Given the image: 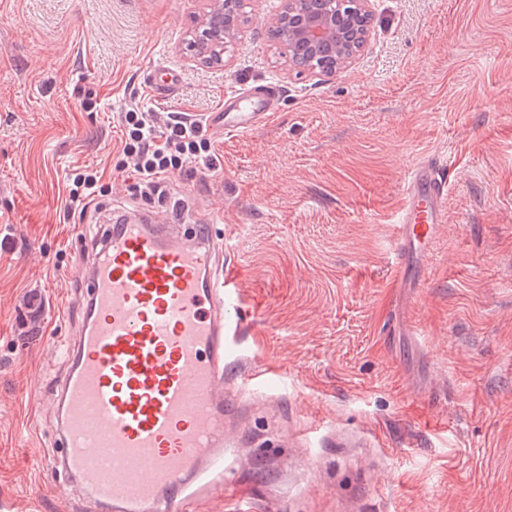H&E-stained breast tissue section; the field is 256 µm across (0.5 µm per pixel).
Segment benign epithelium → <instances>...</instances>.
Masks as SVG:
<instances>
[{"instance_id":"obj_1","label":"benign epithelium","mask_w":512,"mask_h":512,"mask_svg":"<svg viewBox=\"0 0 512 512\" xmlns=\"http://www.w3.org/2000/svg\"><path fill=\"white\" fill-rule=\"evenodd\" d=\"M372 17L370 0H322L314 11L304 9V0H281L269 29L279 33L276 42L289 68L334 76L365 47ZM242 23L235 0H207L192 33L197 59L222 63L224 45L242 38Z\"/></svg>"}]
</instances>
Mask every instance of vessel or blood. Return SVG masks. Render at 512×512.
I'll return each instance as SVG.
<instances>
[{
  "instance_id": "obj_1",
  "label": "vessel or blood",
  "mask_w": 512,
  "mask_h": 512,
  "mask_svg": "<svg viewBox=\"0 0 512 512\" xmlns=\"http://www.w3.org/2000/svg\"><path fill=\"white\" fill-rule=\"evenodd\" d=\"M265 97L231 96L209 114L223 134L268 116ZM448 180L434 159L409 171L398 209L393 285L412 288L446 221ZM82 323L55 379L42 462L93 512H195L224 484L229 431L248 410L227 386L225 342L242 324L226 300L235 273L211 225L130 219L83 241Z\"/></svg>"
}]
</instances>
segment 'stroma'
I'll return each instance as SVG.
<instances>
[{"label": "stroma", "mask_w": 512, "mask_h": 512, "mask_svg": "<svg viewBox=\"0 0 512 512\" xmlns=\"http://www.w3.org/2000/svg\"><path fill=\"white\" fill-rule=\"evenodd\" d=\"M220 65L189 33L204 0H0V512H58L39 468L60 346L78 329L83 237L143 211L216 219L245 329L229 378L252 404L241 474L203 512H512V0H373L369 44L320 80L286 70L267 28L280 0H244ZM177 87L156 97L152 68ZM272 93L251 131L213 133L164 200L136 195L122 154L130 108L204 119L234 92ZM97 105H82L86 92ZM448 175V221L417 287L391 285L410 168ZM102 170L95 207L75 169ZM410 330L389 334L397 313ZM372 432L326 448L327 426ZM98 174L97 169H86L73 178L69 198L72 202L82 205V209L89 208L96 197L102 193V186L99 185L101 175Z\"/></svg>", "instance_id": "stroma-1"}]
</instances>
